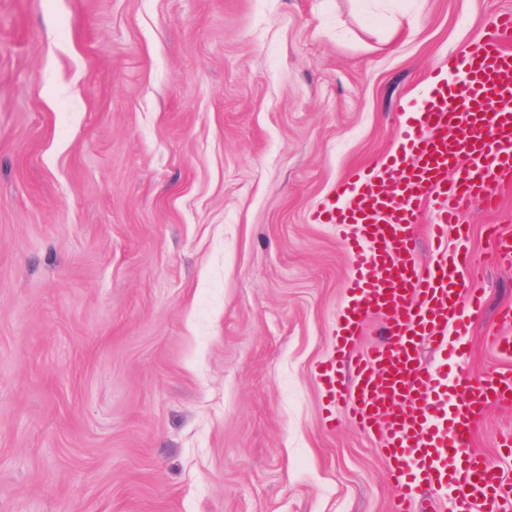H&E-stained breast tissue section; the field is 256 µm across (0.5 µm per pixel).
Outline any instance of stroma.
<instances>
[{
	"mask_svg": "<svg viewBox=\"0 0 512 512\" xmlns=\"http://www.w3.org/2000/svg\"><path fill=\"white\" fill-rule=\"evenodd\" d=\"M512 0H0V512H393L324 423L350 266L312 214ZM466 212L486 304L512 267ZM486 407L473 445L512 479Z\"/></svg>",
	"mask_w": 512,
	"mask_h": 512,
	"instance_id": "35a3bbf8",
	"label": "stroma"
}]
</instances>
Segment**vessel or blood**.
Returning a JSON list of instances; mask_svg holds the SVG:
<instances>
[{
	"label": "vessel or blood",
	"mask_w": 512,
	"mask_h": 512,
	"mask_svg": "<svg viewBox=\"0 0 512 512\" xmlns=\"http://www.w3.org/2000/svg\"><path fill=\"white\" fill-rule=\"evenodd\" d=\"M493 31L475 50L454 55L437 73L426 97L409 107L393 153L350 173L337 201L313 219L336 225L349 259L346 301L336 329L339 359L323 361L318 376L328 401L382 438L394 512H418L423 495L449 492L448 512H512V483L472 445L478 407L512 406V312L504 311L491 342L506 364L480 382L448 372L463 360L469 315L483 295L474 280L460 221L473 205H499L497 185L512 181V12L496 15ZM428 205L432 261L412 257L411 230ZM486 232L500 263L512 261V237L497 226ZM455 234L456 248L447 245ZM386 317L384 339L364 352L355 343L373 313ZM435 344L439 366L423 363L422 341ZM344 362L347 377L337 374Z\"/></svg>",
	"instance_id": "obj_1"
}]
</instances>
